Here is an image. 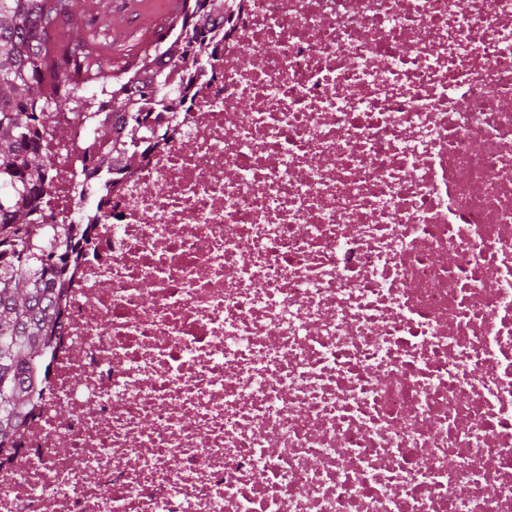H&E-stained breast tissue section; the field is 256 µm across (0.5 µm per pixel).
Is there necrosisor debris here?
<instances>
[{
  "mask_svg": "<svg viewBox=\"0 0 512 512\" xmlns=\"http://www.w3.org/2000/svg\"><path fill=\"white\" fill-rule=\"evenodd\" d=\"M97 259L0 512H512V0H246ZM189 148H182L181 139Z\"/></svg>",
  "mask_w": 512,
  "mask_h": 512,
  "instance_id": "1",
  "label": "necrosis or debris"
}]
</instances>
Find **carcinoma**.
Segmentation results:
<instances>
[{
  "mask_svg": "<svg viewBox=\"0 0 512 512\" xmlns=\"http://www.w3.org/2000/svg\"><path fill=\"white\" fill-rule=\"evenodd\" d=\"M228 0H194L132 68L103 67L82 40L56 38L73 20L72 0H0V456L16 448L20 426L46 388L61 314L57 298L89 251L81 224L39 221L51 193L40 128L49 109L67 104L79 85L98 91L78 102L90 108L91 144H110L105 109L121 113L129 144L116 173L130 169L149 146L167 140L150 124L153 112H191L201 100L193 82L215 77Z\"/></svg>",
  "mask_w": 512,
  "mask_h": 512,
  "instance_id": "cac0c4a2",
  "label": "carcinoma"
}]
</instances>
